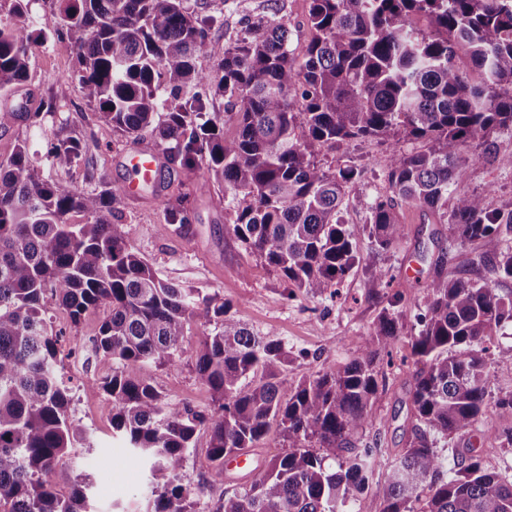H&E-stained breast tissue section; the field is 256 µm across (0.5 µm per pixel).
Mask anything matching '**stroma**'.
<instances>
[{"label":"stroma","mask_w":512,"mask_h":512,"mask_svg":"<svg viewBox=\"0 0 512 512\" xmlns=\"http://www.w3.org/2000/svg\"><path fill=\"white\" fill-rule=\"evenodd\" d=\"M184 5L192 13L223 14V26L209 32L214 40L233 38L247 24L261 19L274 21L287 27L290 48L299 59L311 37L309 0H184ZM76 71L77 50L68 37L33 46L31 89L35 98L51 101L53 109L42 112L36 122L0 130V157L8 156L18 142L24 141L44 180L68 181L86 190L94 189L103 180L124 183L127 171L123 158L135 142L112 132L99 120L96 109L82 96ZM62 131L76 133L86 143L85 166L61 169L49 163L48 152ZM421 147V142L391 136L319 149L317 159L323 166L333 167L350 157L364 169L347 187L346 223L366 224L372 203L392 198L387 180L391 157ZM459 188L487 193L490 204L497 207L512 199V171L475 155L463 170ZM170 189L184 197V205L192 215L190 233L178 235L166 229L158 196L148 192L139 200L122 198L116 203L122 223L128 226L131 244L162 280L219 294L230 304L232 314L254 332L281 340L290 353V377L332 371L352 360L359 352L358 337L371 332L388 297H404L406 320L390 348L393 372L374 400L372 425L359 434L364 445L378 439L383 447L402 448L410 411L407 390L417 369L410 357L411 343L418 333L415 301L424 296L426 285L434 278L438 255H445V270L454 275L471 269L478 256L476 246L457 243L447 225L428 223L420 208L402 201L397 212L405 226L404 237L389 251L378 253L367 235L356 234L354 247L359 263L344 277L335 295L310 298L251 259L231 231L233 214L224 201L223 187L213 182L205 168L174 170ZM246 264L251 272L245 276L241 268ZM374 268L384 272L383 281L372 279L370 271ZM50 312L55 327L64 332L62 348L67 355L60 370L76 385L70 415L87 439L86 447L72 449L58 459L52 479L58 490L66 492L80 474L90 473L95 512H147L151 489L143 459L132 455L122 440L113 437L102 395L81 387L82 381L112 371L111 361L96 354L91 345L107 310L102 307L89 312L76 326L62 307L51 305ZM199 336V327H191L183 342L179 368L150 365L143 375L174 401L190 404L206 414L213 401L195 372ZM503 426L495 410L487 409L478 424L485 433L484 439L467 433L450 436L443 453L449 457L454 449L470 446L488 469L511 471L512 454L494 439ZM208 446V431L198 430L184 468L185 484L205 504L222 499L226 489L249 483L284 450L280 427L271 426L251 454L248 467L232 465L219 475L199 465Z\"/></svg>","instance_id":"obj_1"}]
</instances>
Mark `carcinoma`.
Instances as JSON below:
<instances>
[{"mask_svg":"<svg viewBox=\"0 0 512 512\" xmlns=\"http://www.w3.org/2000/svg\"><path fill=\"white\" fill-rule=\"evenodd\" d=\"M24 2L0 0V91L30 81L33 44L70 36L82 93L104 124L134 142L150 130L153 146L183 169L205 164L224 186L246 252L305 295L326 294L359 262L343 200L361 169L352 159L325 168L317 149L388 136L424 142L391 160L393 193L448 225L455 240L478 243V264L512 279V203L493 207L486 195L457 189L471 150L512 169V153L494 138L512 132V0H309L312 36L300 61L284 25L259 20L221 43L209 38L217 17L192 14L183 0H57L36 36ZM418 14L431 33L413 26ZM460 51L481 82L463 76ZM200 57L218 62L219 80L197 69ZM216 96L236 123L232 139L210 116ZM52 108L44 100L33 112L3 107L0 129ZM85 152L80 138L59 135L50 158L66 169ZM121 195L107 181L88 191L42 179L23 143L0 157V512H92L90 475L67 496L51 479L84 437L70 420L73 387L58 371L63 331L53 328L49 295L75 327L108 309L94 345L112 373L82 386L104 396L112 433L152 461L151 512H198L183 484L197 430L211 437L200 466L222 473L224 459L252 452L274 422L287 448L208 512H355L380 464L383 500L363 512H512V477L485 468L470 448L455 450L450 468L438 449L472 432L491 404L508 423L495 439L512 447V392L490 399L486 360L492 350L512 361V343L485 345L512 326V297L471 277L448 278L438 257L416 315L412 355L425 368L409 390L405 447L394 455L378 440L360 448L386 381L376 358L398 336L404 298L388 300L360 337L359 357L290 379L282 342L255 334L219 295L162 280L134 251L115 213ZM162 206L165 224L190 223L182 197ZM370 212L362 232L387 251L405 233L394 200ZM72 213L83 221L70 223ZM193 324L209 414L168 401L142 375L147 365L176 366Z\"/></svg>","mask_w":512,"mask_h":512,"instance_id":"carcinoma-1","label":"carcinoma"}]
</instances>
